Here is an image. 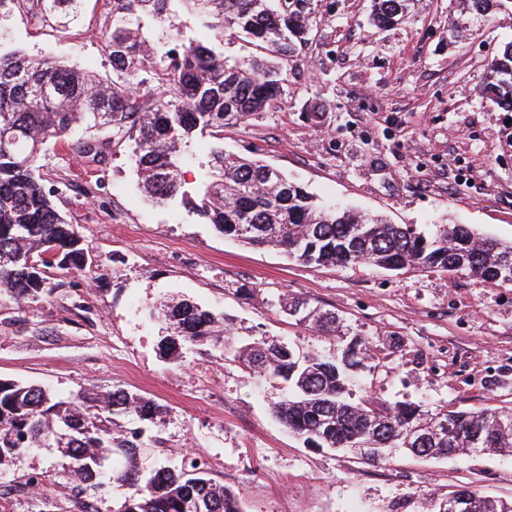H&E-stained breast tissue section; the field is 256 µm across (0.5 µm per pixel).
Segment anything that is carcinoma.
Returning a JSON list of instances; mask_svg holds the SVG:
<instances>
[{
    "mask_svg": "<svg viewBox=\"0 0 512 512\" xmlns=\"http://www.w3.org/2000/svg\"><path fill=\"white\" fill-rule=\"evenodd\" d=\"M37 19L74 12L78 0H34ZM171 0H113L107 35L116 79L103 83L52 58H30L7 41L0 28V300L37 299L49 285L48 269L84 267V238L55 203L39 173L44 146L52 139L91 162L104 142L69 139L77 127L110 128L134 142L132 155L144 195L157 205H183L226 237L252 247L280 248L306 264H369L388 271L407 267L477 276L493 286L512 285V241L503 242L467 224H438L425 233L411 224L351 209L322 205L304 186L248 156L224 152V129L276 106L284 92L283 67L306 40L311 0H181L211 32L209 43L178 34L174 47L156 55L141 36L142 21L164 20ZM503 0H458L480 15ZM414 0H371L370 24L404 22ZM243 34L263 54L229 65L224 32ZM163 72L174 86L165 99L143 92L146 69ZM485 95L512 112V42L488 67ZM215 146L194 187H186L182 165L193 136ZM179 344L161 347L176 359L179 346L219 339V320L189 302L166 306ZM322 332L333 335L341 320L331 312H307ZM245 366L288 383L276 417L309 448H345L360 443L385 455L401 449L418 458L512 453V407L449 410L434 415L413 402L393 406L356 403L349 385L364 368V338L339 356L299 357L288 345L264 343L239 353ZM160 406L114 389L77 393L66 400L46 388L0 379V468L17 467L26 451L57 432L55 448L68 459L66 477L100 481L103 462L120 454L129 462L114 469L112 482L126 487L117 512H243L238 493L212 483L200 464L184 459L141 478L139 430H119L134 415L154 421ZM471 512H512V501H494L466 488Z\"/></svg>",
    "mask_w": 512,
    "mask_h": 512,
    "instance_id": "cac0c4a2",
    "label": "carcinoma"
}]
</instances>
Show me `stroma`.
Here are the masks:
<instances>
[{
    "mask_svg": "<svg viewBox=\"0 0 512 512\" xmlns=\"http://www.w3.org/2000/svg\"><path fill=\"white\" fill-rule=\"evenodd\" d=\"M370 0H318L310 34L287 70L278 106L225 129L224 148L250 155L328 203L429 230L471 225L512 240V114L482 93L488 63L512 42V17L461 14L450 0H417L411 17L379 31ZM112 0H82L76 15L32 19L13 7L20 49L112 81L104 33ZM205 39L172 0L164 21L141 30L158 51L176 33ZM110 141L104 164L48 145L40 173L77 224L81 270L51 269L37 300L0 303V379L34 382L66 398L123 389L162 405L148 425L153 466L192 457L208 478L238 492L245 512H428L468 486L512 500V455L465 461L400 453L376 464L342 449L306 447L275 418L285 383L249 372L240 347L289 344L330 354L339 339L289 316L290 299L343 318L369 341L351 386L355 401L418 402L429 412L512 405V286L440 272L317 267L277 249L224 237L185 208L140 193L132 143ZM187 299L231 318L230 344L186 345L179 360L159 349L163 323L149 306ZM57 450L35 448L0 486L44 479L0 501V512H115L124 490L77 493Z\"/></svg>",
    "mask_w": 512,
    "mask_h": 512,
    "instance_id": "1",
    "label": "stroma"
}]
</instances>
